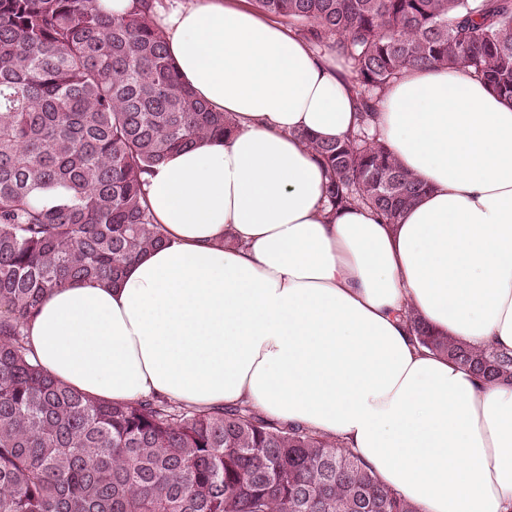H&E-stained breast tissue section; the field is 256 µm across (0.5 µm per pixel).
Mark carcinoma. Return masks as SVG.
Here are the masks:
<instances>
[{
	"label": "carcinoma",
	"mask_w": 512,
	"mask_h": 512,
	"mask_svg": "<svg viewBox=\"0 0 512 512\" xmlns=\"http://www.w3.org/2000/svg\"><path fill=\"white\" fill-rule=\"evenodd\" d=\"M344 59L358 127L300 140L333 209L387 224L426 191L372 132L408 68L469 67L512 100V0H255ZM232 120L181 82L153 0L114 16L100 0H0V512H418L350 449L247 406L93 399L31 358L27 327L49 292L116 282L160 246L144 175ZM420 344L488 382L512 351L435 333Z\"/></svg>",
	"instance_id": "carcinoma-1"
}]
</instances>
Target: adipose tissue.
Listing matches in <instances>:
<instances>
[{"instance_id":"ef3b65f1","label":"adipose tissue","mask_w":512,"mask_h":512,"mask_svg":"<svg viewBox=\"0 0 512 512\" xmlns=\"http://www.w3.org/2000/svg\"><path fill=\"white\" fill-rule=\"evenodd\" d=\"M178 74L234 129L169 154L143 192L167 239L47 295L28 346L96 399L246 404L357 453L419 512H512V384L420 347L436 331L512 350V103L466 67L408 69L377 123L427 191L398 223L328 212L299 138L356 104L333 55L224 0H155Z\"/></svg>"}]
</instances>
